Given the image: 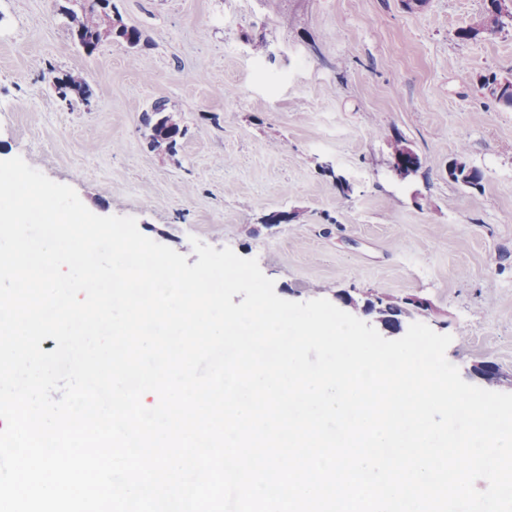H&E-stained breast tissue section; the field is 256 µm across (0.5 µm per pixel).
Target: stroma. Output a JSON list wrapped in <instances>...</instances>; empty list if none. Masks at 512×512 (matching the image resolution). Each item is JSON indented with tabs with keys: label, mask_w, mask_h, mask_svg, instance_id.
Here are the masks:
<instances>
[{
	"label": "stroma",
	"mask_w": 512,
	"mask_h": 512,
	"mask_svg": "<svg viewBox=\"0 0 512 512\" xmlns=\"http://www.w3.org/2000/svg\"><path fill=\"white\" fill-rule=\"evenodd\" d=\"M64 3L0 0V160L136 218L188 263L194 237L257 259L289 301L427 300L405 324L451 335L446 357L472 385L495 363V391L512 393V106L479 81L512 77V20L462 40L484 0H112L145 44L89 55ZM57 76L89 98L61 102ZM159 99L187 131L174 154L151 150L141 122ZM398 136L423 161L405 178ZM461 150L481 189L449 181ZM274 211L288 221L262 224Z\"/></svg>",
	"instance_id": "obj_1"
}]
</instances>
